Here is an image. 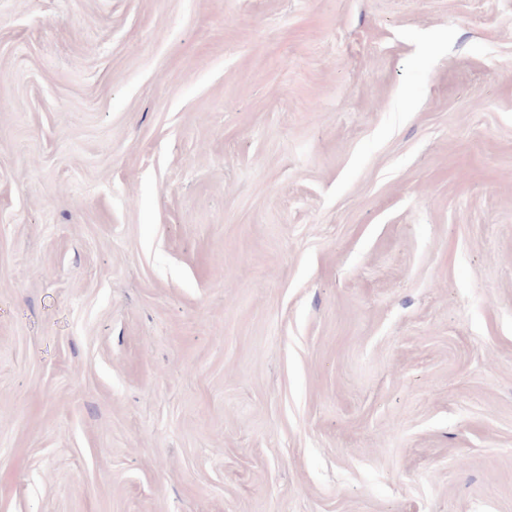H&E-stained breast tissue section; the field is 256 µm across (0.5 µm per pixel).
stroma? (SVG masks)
Masks as SVG:
<instances>
[{
	"label": "stroma",
	"instance_id": "stroma-1",
	"mask_svg": "<svg viewBox=\"0 0 512 512\" xmlns=\"http://www.w3.org/2000/svg\"><path fill=\"white\" fill-rule=\"evenodd\" d=\"M0 512H512V0H0Z\"/></svg>",
	"mask_w": 512,
	"mask_h": 512
}]
</instances>
